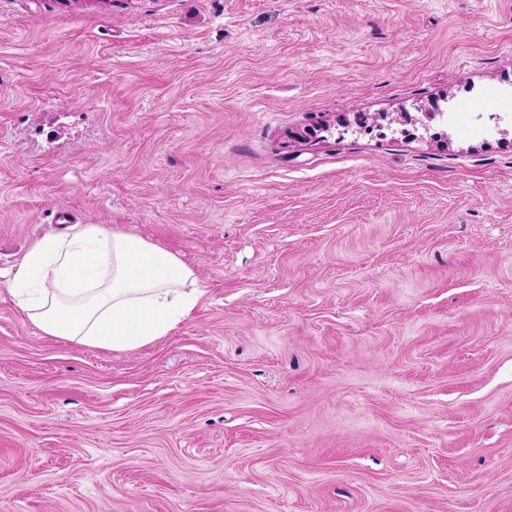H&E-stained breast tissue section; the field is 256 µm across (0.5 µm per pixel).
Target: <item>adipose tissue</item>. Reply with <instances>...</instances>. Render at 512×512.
Returning a JSON list of instances; mask_svg holds the SVG:
<instances>
[{"label":"adipose tissue","mask_w":512,"mask_h":512,"mask_svg":"<svg viewBox=\"0 0 512 512\" xmlns=\"http://www.w3.org/2000/svg\"><path fill=\"white\" fill-rule=\"evenodd\" d=\"M5 286L43 333L112 350L168 335L202 295L194 270L177 255L99 224L35 242Z\"/></svg>","instance_id":"ef3b65f1"}]
</instances>
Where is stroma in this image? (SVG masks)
<instances>
[{
  "label": "stroma",
  "mask_w": 512,
  "mask_h": 512,
  "mask_svg": "<svg viewBox=\"0 0 512 512\" xmlns=\"http://www.w3.org/2000/svg\"><path fill=\"white\" fill-rule=\"evenodd\" d=\"M512 0H0V271L77 223L204 294L132 351L0 288V512H512ZM438 104L506 113L365 132Z\"/></svg>",
  "instance_id": "obj_1"
}]
</instances>
